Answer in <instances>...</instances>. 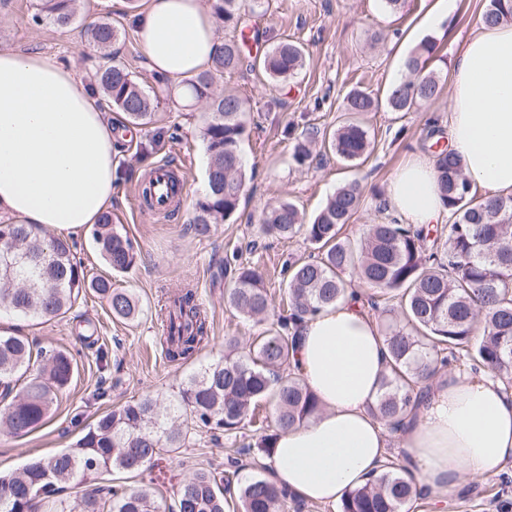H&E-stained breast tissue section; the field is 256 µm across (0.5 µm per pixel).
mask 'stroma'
<instances>
[{"mask_svg": "<svg viewBox=\"0 0 512 512\" xmlns=\"http://www.w3.org/2000/svg\"><path fill=\"white\" fill-rule=\"evenodd\" d=\"M435 0H406L395 13L385 12L379 0H268L260 29L272 39L300 43L306 65L286 84L271 82L263 72L243 70L217 80V91H232L249 101L248 137L241 145L249 180L236 214L213 225L209 236L198 237L188 228L193 203L205 186L208 157L200 136L203 107L188 108L172 96L162 95L148 126L133 137H121L116 154L112 221L122 225L135 242L139 256L127 273H112L92 245L89 230L73 235L76 256L91 275L112 278L139 300L143 312L132 320L115 319L107 304L86 295L61 319L49 322L0 316V330L19 329L37 346H53L72 353L78 371L61 392L50 421L23 438L0 434V471L21 468L29 459L49 456L73 446L86 426L115 407L150 394L169 404L178 384L200 367L219 360L227 340L247 350L262 327L245 319L224 298L228 281L218 266L231 256L259 267L273 297H281L282 271L290 261L307 256L312 247L304 234L289 240L262 235V210L285 198L304 219H311L337 188L358 181L363 203L346 236L356 238L366 224L382 222L377 194L385 192L394 172L409 153L428 154L426 121L438 118L447 126L452 97L444 84L435 102L417 111L379 110L363 116L374 149L363 162L351 164L334 153L299 165L293 147L309 127L333 131L344 115V98L355 87L386 96L408 79L406 57L421 40L435 39L443 58L442 76H449L465 39L476 34L487 0H456L443 37H434L423 20ZM38 0H0V50L15 49L53 56L60 63L90 78L101 63L99 53L78 33L62 32L36 20ZM144 0H84L82 16L93 20L110 16L120 30L113 57L124 62L147 93L158 83L145 67V54L135 35L134 16ZM172 165L183 180L177 213L166 217L143 209L137 184L150 168ZM185 284L192 287L208 312L210 343L192 360L169 363L158 343L155 308L162 289ZM92 337L93 346L80 344ZM260 439L251 427L212 439L191 435L178 459L164 461L165 482L150 483L156 498L171 500L182 482L200 467L225 463L229 450L240 449L239 479L267 474L264 457L254 448ZM447 512H512V462L478 478H467L449 501Z\"/></svg>", "mask_w": 512, "mask_h": 512, "instance_id": "obj_1", "label": "stroma"}]
</instances>
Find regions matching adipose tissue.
<instances>
[{
  "label": "adipose tissue",
  "mask_w": 512,
  "mask_h": 512,
  "mask_svg": "<svg viewBox=\"0 0 512 512\" xmlns=\"http://www.w3.org/2000/svg\"><path fill=\"white\" fill-rule=\"evenodd\" d=\"M148 69L174 94L207 68L218 40L203 0H145L136 22ZM450 147L487 195L512 194V25L482 26L461 48L451 78ZM112 114L54 57L0 50V216L74 234L111 208ZM387 202L403 223L437 221L445 207L432 161L410 156ZM292 367L321 412L279 431L270 478L296 498L329 504L388 459L372 416L388 355L378 320L349 297L299 322ZM400 428V461L420 492L444 501L463 475L512 461V397L488 374L443 369Z\"/></svg>",
  "instance_id": "ef3b65f1"
}]
</instances>
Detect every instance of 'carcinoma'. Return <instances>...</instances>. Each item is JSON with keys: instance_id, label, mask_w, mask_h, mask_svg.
<instances>
[{"instance_id": "cac0c4a2", "label": "carcinoma", "mask_w": 512, "mask_h": 512, "mask_svg": "<svg viewBox=\"0 0 512 512\" xmlns=\"http://www.w3.org/2000/svg\"><path fill=\"white\" fill-rule=\"evenodd\" d=\"M211 2L230 36L221 42L210 67L186 81L184 94L205 108L206 188L189 221L197 236L207 235L211 225L237 212L247 185L241 144L247 133L248 100L216 93V80L247 65L283 83L305 66L303 48L288 40L247 58L246 42H257L266 33L248 25L246 0ZM39 7L38 20L69 30L82 0H40ZM483 21L489 26L511 23L512 0H488ZM80 36L104 52L119 29L103 17L82 28ZM435 51L434 42H422L405 61L410 78L393 87L383 101L366 90L351 91L346 96L348 117L330 135L310 130L295 144L294 161L303 165L312 159L311 145L318 140L348 162L369 156L371 136L358 117L383 106L410 112L437 100L441 76L427 68ZM93 87L130 123L152 121L154 100L123 63L96 71ZM433 161L439 194L452 219L444 239L430 225L393 221L366 224L360 238L351 241L344 228L362 205L356 181L338 188L307 224L289 201L266 208L260 224L263 234L290 239L301 232L317 250L289 264L284 289L288 308L276 309L257 268L224 262V278L232 283L228 303L244 318L264 325L247 354H238L230 340L224 357L184 379L168 405L150 396L128 402L100 416L76 447L0 474V512H42L65 494L75 495L80 512H161L148 490L102 484L101 476L118 472L144 479L156 461L184 447L190 435L205 432L218 438L237 432L250 408L262 400L273 403L276 429L304 423L319 405L291 372L297 336L290 325L343 299L348 272L369 289L368 307L392 316L384 333L389 372L371 408L384 429L398 430L408 408L422 395V379L440 368L486 371L504 389L512 388V195L478 193L461 157L450 150L437 151ZM91 238L113 272L126 273L135 266L137 247L112 223V212L101 214ZM5 254L9 263L0 261V313L47 322L65 317L89 291L106 301L116 319L133 320L143 312L139 301L114 287L111 279L90 275L69 239L49 235L43 227L1 220L0 256ZM159 320V343L169 362L192 359L210 341L207 315L192 288L170 291ZM76 368L65 350L36 349L18 331L0 334V398L7 401L0 410V432L20 438L45 425ZM235 475L221 465L198 468L167 512H225V503L233 498L240 512H283L295 501L267 478L236 482ZM415 496L412 478L389 460L341 499L338 512H403Z\"/></svg>"}]
</instances>
